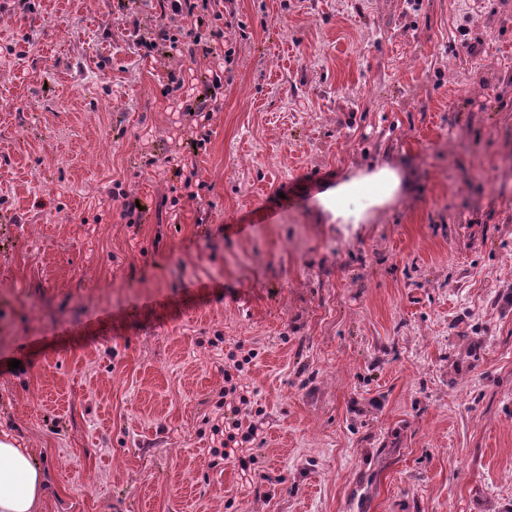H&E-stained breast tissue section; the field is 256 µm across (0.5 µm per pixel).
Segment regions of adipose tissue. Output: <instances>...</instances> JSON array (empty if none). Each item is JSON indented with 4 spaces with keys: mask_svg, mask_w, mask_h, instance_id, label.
<instances>
[{
    "mask_svg": "<svg viewBox=\"0 0 512 512\" xmlns=\"http://www.w3.org/2000/svg\"><path fill=\"white\" fill-rule=\"evenodd\" d=\"M414 192L408 170L383 164L323 184L312 216L319 224H369ZM45 489L46 474L32 451L0 435V512H38Z\"/></svg>",
    "mask_w": 512,
    "mask_h": 512,
    "instance_id": "obj_1",
    "label": "adipose tissue"
}]
</instances>
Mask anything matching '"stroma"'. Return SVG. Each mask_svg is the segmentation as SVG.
Here are the masks:
<instances>
[{"label":"stroma","instance_id":"1","mask_svg":"<svg viewBox=\"0 0 512 512\" xmlns=\"http://www.w3.org/2000/svg\"><path fill=\"white\" fill-rule=\"evenodd\" d=\"M220 26L200 145L164 91L208 58L138 45L189 21L0 0V430L40 512H512V0H234ZM385 162L411 200L310 219ZM232 355L250 483L212 440Z\"/></svg>","mask_w":512,"mask_h":512}]
</instances>
